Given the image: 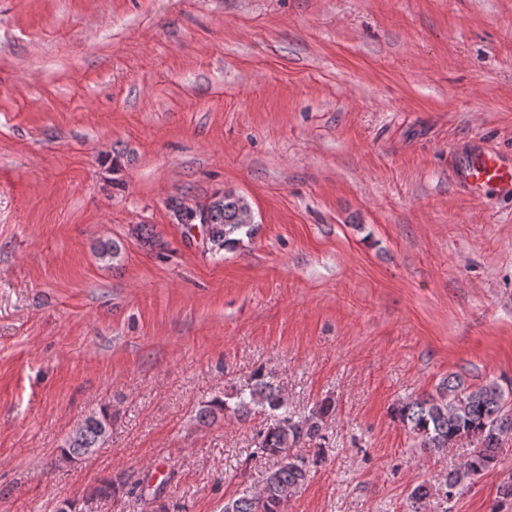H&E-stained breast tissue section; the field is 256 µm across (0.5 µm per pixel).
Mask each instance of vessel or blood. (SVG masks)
Here are the masks:
<instances>
[{
	"mask_svg": "<svg viewBox=\"0 0 512 512\" xmlns=\"http://www.w3.org/2000/svg\"><path fill=\"white\" fill-rule=\"evenodd\" d=\"M457 179L464 191L477 199L512 193V158L489 150L474 151L459 163Z\"/></svg>",
	"mask_w": 512,
	"mask_h": 512,
	"instance_id": "vessel-or-blood-1",
	"label": "vessel or blood"
}]
</instances>
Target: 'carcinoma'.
<instances>
[{"mask_svg": "<svg viewBox=\"0 0 512 512\" xmlns=\"http://www.w3.org/2000/svg\"><path fill=\"white\" fill-rule=\"evenodd\" d=\"M246 208V200L231 190L212 203L206 218L207 244L212 254L233 249L255 233L256 225L245 224L241 218ZM121 251L120 243L105 240L98 243L96 255L102 261L116 262ZM329 410L330 405L322 403L309 414L296 416L288 411L280 387L261 371L255 374L248 392L236 394L234 403L216 397L201 408L199 420L212 423L226 412L239 420L266 414V422L257 430L258 450L277 459L266 473L262 491L243 489L238 497L224 503V512H281L282 505L309 481L312 469L321 462L318 454L308 460L290 457L286 450L323 438V418ZM393 417L431 452H441L464 439L475 443L462 468L448 473L442 485L433 488L422 482L412 489L408 512H421L422 503L434 494L451 498L473 480L495 470L503 455V443L512 436V405L494 381L470 388L457 376H450L440 385L437 396L404 401L394 408ZM110 428L111 416L102 408L68 437L62 453L74 459L87 456V449L99 447Z\"/></svg>", "mask_w": 512, "mask_h": 512, "instance_id": "obj_1", "label": "carcinoma"}]
</instances>
